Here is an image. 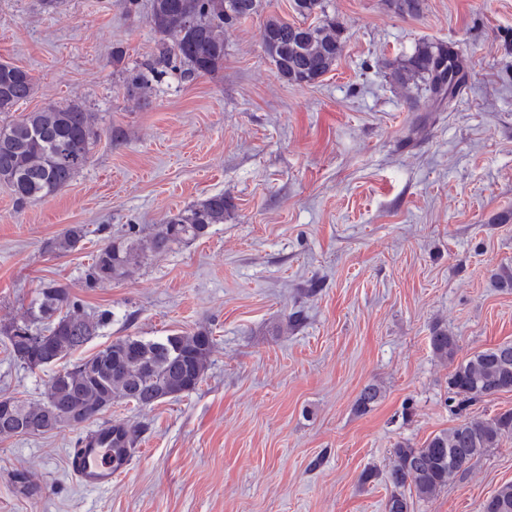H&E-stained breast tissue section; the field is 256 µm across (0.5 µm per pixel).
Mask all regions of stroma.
Here are the masks:
<instances>
[{
  "label": "stroma",
  "mask_w": 512,
  "mask_h": 512,
  "mask_svg": "<svg viewBox=\"0 0 512 512\" xmlns=\"http://www.w3.org/2000/svg\"><path fill=\"white\" fill-rule=\"evenodd\" d=\"M149 2L0 0V61L36 80L22 111L75 101L101 130L63 192L20 207L0 186V323L56 281L112 313L70 363L121 336L204 329L210 365L192 393L0 440V512H384L394 448L458 421L456 363L512 342V290L492 281L512 270V0H423L415 17L326 0L346 45L302 86L280 77L254 17L226 33L222 69L166 71L143 94L124 77L155 52ZM422 42L465 60L450 105L393 78ZM218 193L230 208L207 235L84 287L109 236ZM71 224L86 237L48 253ZM438 328L456 338L453 361L432 352ZM55 371L21 366L0 339V396L42 399ZM370 384L381 397L358 413ZM101 421L138 427L137 451L91 491L68 451ZM510 482L507 439L435 498L405 495L410 512H482Z\"/></svg>",
  "instance_id": "stroma-1"
}]
</instances>
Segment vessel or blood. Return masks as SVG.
<instances>
[{
	"label": "vessel or blood",
	"instance_id": "vessel-or-blood-1",
	"mask_svg": "<svg viewBox=\"0 0 512 512\" xmlns=\"http://www.w3.org/2000/svg\"><path fill=\"white\" fill-rule=\"evenodd\" d=\"M135 451L112 446V426L103 424L82 435L69 454L70 470L77 483L91 490H107L112 480L131 463Z\"/></svg>",
	"mask_w": 512,
	"mask_h": 512
}]
</instances>
